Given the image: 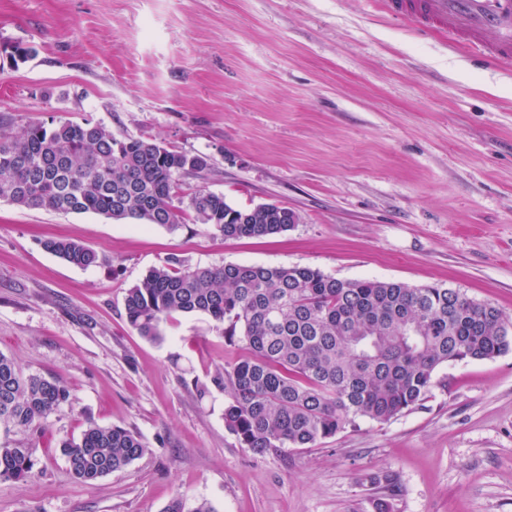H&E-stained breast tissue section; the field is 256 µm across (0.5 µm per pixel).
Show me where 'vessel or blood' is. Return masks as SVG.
<instances>
[{
  "label": "vessel or blood",
  "instance_id": "vessel-or-blood-1",
  "mask_svg": "<svg viewBox=\"0 0 512 512\" xmlns=\"http://www.w3.org/2000/svg\"><path fill=\"white\" fill-rule=\"evenodd\" d=\"M386 7L415 33L442 30L481 62L512 70V0H386Z\"/></svg>",
  "mask_w": 512,
  "mask_h": 512
}]
</instances>
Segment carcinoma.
<instances>
[{
	"label": "carcinoma",
	"instance_id": "carcinoma-1",
	"mask_svg": "<svg viewBox=\"0 0 512 512\" xmlns=\"http://www.w3.org/2000/svg\"><path fill=\"white\" fill-rule=\"evenodd\" d=\"M209 166L207 157L142 138L119 139L106 126L51 120L0 132V200L59 213H94L177 230L190 221L226 240L288 230L280 203L237 208L204 189L185 197L179 178ZM42 247L80 268L99 256L73 239ZM172 259L127 289L129 326L162 339L175 314H204L229 344L249 355L224 365V425L256 455L313 448L361 419L384 424L418 405L437 371L512 351V323L493 305L441 286L342 280L310 267L228 264L182 269ZM69 400L65 383L25 376L0 353V428L27 433ZM73 477L89 483L147 451L126 428L87 423L60 443ZM36 449L0 445V479L29 476Z\"/></svg>",
	"mask_w": 512,
	"mask_h": 512
}]
</instances>
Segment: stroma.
Returning <instances> with one entry per match:
<instances>
[{
	"label": "stroma",
	"mask_w": 512,
	"mask_h": 512,
	"mask_svg": "<svg viewBox=\"0 0 512 512\" xmlns=\"http://www.w3.org/2000/svg\"><path fill=\"white\" fill-rule=\"evenodd\" d=\"M17 45L34 50L18 64ZM54 119L207 156L183 194L279 202L296 221L226 240L0 201V353L70 391L28 437L34 473L0 480V512H162L175 496L187 512H512V351L449 365L388 423L257 456L213 382L241 348L202 314L152 342L124 310L174 258L442 285L512 320V73L415 37L376 0H0V129ZM48 238L101 263L67 264ZM89 419L147 453L77 482L59 443ZM42 247L76 267L87 268L99 264L97 253L77 240L49 238L43 241Z\"/></svg>",
	"instance_id": "stroma-1"
}]
</instances>
